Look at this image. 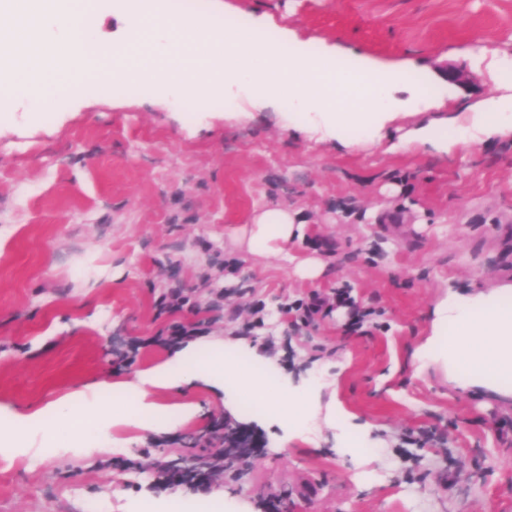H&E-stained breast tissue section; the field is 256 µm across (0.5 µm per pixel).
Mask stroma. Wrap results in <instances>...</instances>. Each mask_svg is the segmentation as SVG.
Listing matches in <instances>:
<instances>
[{
    "mask_svg": "<svg viewBox=\"0 0 512 512\" xmlns=\"http://www.w3.org/2000/svg\"><path fill=\"white\" fill-rule=\"evenodd\" d=\"M199 16L266 20L318 52L351 51L406 68L413 89L465 110L499 89L470 54L512 58V0H179ZM460 80H448L447 71ZM194 115L149 85L81 94L32 121L0 101V426L89 387L111 402L176 351L163 335L196 323L199 343L263 353L290 385L317 376L315 423L294 432L242 390L204 384L154 389L155 415L105 440L42 445L59 426L0 453V512H170L193 498L217 512H512V399L462 392L441 370L416 374L413 350L437 299L512 280V137L391 154L344 149L291 132L281 109L250 105L251 87ZM295 211L303 237L269 255L243 242L256 211ZM320 271L300 277L299 260ZM233 270L219 272L225 262ZM177 285L192 307L158 314ZM349 286L374 323L348 310L307 322L294 301ZM139 345L115 368L113 348ZM184 409L177 430L166 414ZM263 441L193 495L157 485V461L206 455L200 433L218 417Z\"/></svg>",
    "mask_w": 512,
    "mask_h": 512,
    "instance_id": "1",
    "label": "stroma"
}]
</instances>
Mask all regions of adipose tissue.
<instances>
[{
	"mask_svg": "<svg viewBox=\"0 0 512 512\" xmlns=\"http://www.w3.org/2000/svg\"><path fill=\"white\" fill-rule=\"evenodd\" d=\"M94 13V6L78 12L63 7L60 0H0V15L14 20L12 27L0 28V89L25 101L32 121L41 119L48 101L76 96L91 82L108 90L113 82L153 75L161 61L170 67L165 78L168 92L197 108L235 84L255 85L260 96L274 100L282 98L286 89H297L300 109L289 113V128L345 149L381 141L388 127L405 116L394 95L402 74L366 59L357 67H346L345 53L337 48L309 56L297 49L290 36L265 39L258 26L240 36L212 27L192 76L181 79L176 49L195 41L197 28L173 6L144 11L139 0H127L132 31L116 46L101 41L92 26ZM495 79L508 87V94L471 111L415 125L390 144V151L428 146L448 154L465 144L512 133V67L502 66ZM303 230L295 213L265 209L252 219L248 248L267 254L301 236ZM433 315L430 338L413 354L417 371L439 365L460 388H489L512 398V284L475 294L448 293ZM229 352L221 342L188 346L140 377L133 388L113 386L121 401L112 408H105L90 391L82 408L60 402L46 414L16 416L12 430L25 435L50 418L67 425L69 438H93L106 419L140 424L155 408L149 400L152 389L195 381L220 385L227 380L243 382L252 397L288 425L308 424L313 411L310 388L282 402L279 381L271 370L246 374Z\"/></svg>",
	"mask_w": 512,
	"mask_h": 512,
	"instance_id": "obj_1",
	"label": "adipose tissue"
}]
</instances>
